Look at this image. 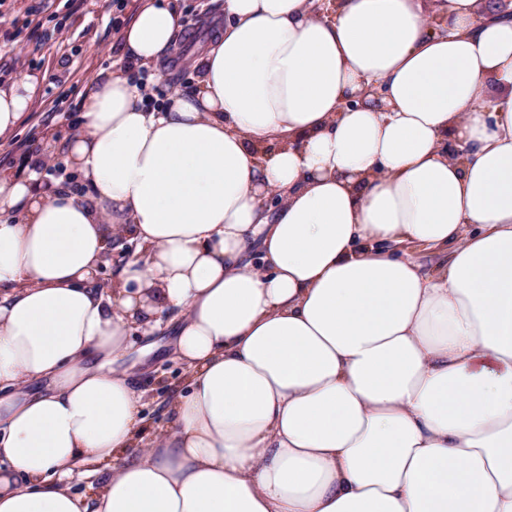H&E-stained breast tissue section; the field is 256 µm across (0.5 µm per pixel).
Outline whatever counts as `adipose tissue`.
<instances>
[{
    "label": "adipose tissue",
    "instance_id": "obj_1",
    "mask_svg": "<svg viewBox=\"0 0 512 512\" xmlns=\"http://www.w3.org/2000/svg\"><path fill=\"white\" fill-rule=\"evenodd\" d=\"M223 9L196 91L154 109L126 66L180 15L142 0L65 145L84 198L0 170V512H512V15ZM35 90L0 87V138ZM166 311L188 384L129 461V331ZM81 463L112 469L88 500Z\"/></svg>",
    "mask_w": 512,
    "mask_h": 512
}]
</instances>
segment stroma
<instances>
[{
    "label": "stroma",
    "mask_w": 512,
    "mask_h": 512,
    "mask_svg": "<svg viewBox=\"0 0 512 512\" xmlns=\"http://www.w3.org/2000/svg\"><path fill=\"white\" fill-rule=\"evenodd\" d=\"M186 26L159 68H131L132 81H146L151 99H164L171 90L189 93L197 87L193 62L211 34L222 0H177ZM124 11L105 7L103 0H0V85L25 75L39 78L34 104L20 121L13 136L0 141V169L21 171L33 155L43 157L45 169L62 167L64 181L77 177L64 169L63 148L74 136L81 94L95 74L122 56L121 28L130 24L138 0H126ZM65 21L64 35L54 26ZM69 91L70 111L54 113L55 100ZM33 142L34 151L24 148ZM173 330L163 320L153 339L157 348L138 360L136 387L143 395V420L137 447L129 449L136 458L141 449L154 444L170 423L169 406L185 384L183 364L167 342Z\"/></svg>",
    "instance_id": "stroma-1"
}]
</instances>
